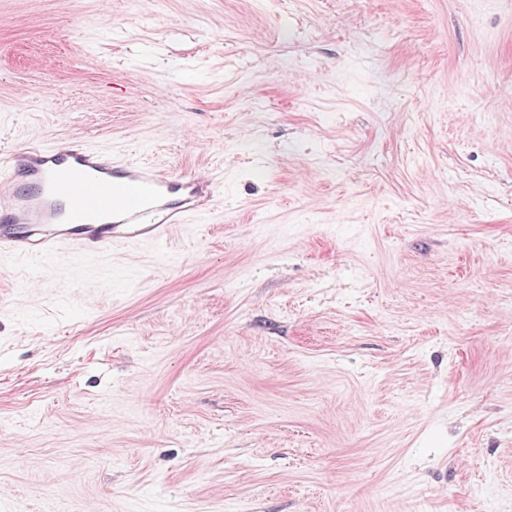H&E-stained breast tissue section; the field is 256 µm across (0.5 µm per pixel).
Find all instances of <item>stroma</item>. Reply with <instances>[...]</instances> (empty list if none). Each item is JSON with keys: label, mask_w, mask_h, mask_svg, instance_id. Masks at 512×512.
Instances as JSON below:
<instances>
[{"label": "stroma", "mask_w": 512, "mask_h": 512, "mask_svg": "<svg viewBox=\"0 0 512 512\" xmlns=\"http://www.w3.org/2000/svg\"><path fill=\"white\" fill-rule=\"evenodd\" d=\"M72 138L223 186L0 257V501L512 512V0H0V153Z\"/></svg>", "instance_id": "1"}]
</instances>
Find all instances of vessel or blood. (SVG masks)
Masks as SVG:
<instances>
[{"label": "vessel or blood", "instance_id": "vessel-or-blood-1", "mask_svg": "<svg viewBox=\"0 0 512 512\" xmlns=\"http://www.w3.org/2000/svg\"><path fill=\"white\" fill-rule=\"evenodd\" d=\"M217 195L208 173L173 175L80 139L34 141L0 157V254L158 244L211 212Z\"/></svg>", "mask_w": 512, "mask_h": 512}]
</instances>
